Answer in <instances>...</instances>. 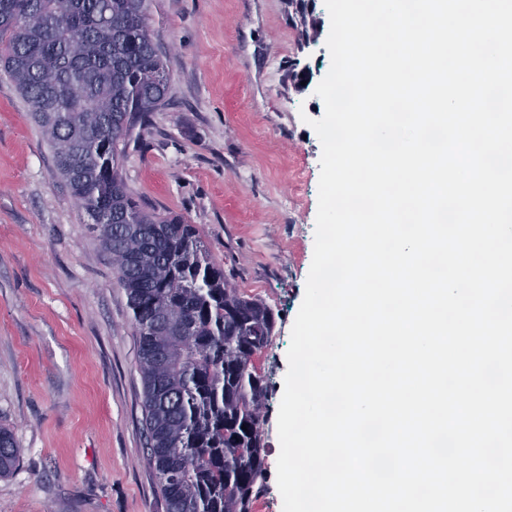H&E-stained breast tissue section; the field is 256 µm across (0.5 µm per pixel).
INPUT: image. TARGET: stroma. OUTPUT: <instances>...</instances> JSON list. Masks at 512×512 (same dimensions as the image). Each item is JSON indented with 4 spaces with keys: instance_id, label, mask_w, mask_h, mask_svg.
I'll return each mask as SVG.
<instances>
[{
    "instance_id": "1",
    "label": "stroma",
    "mask_w": 512,
    "mask_h": 512,
    "mask_svg": "<svg viewBox=\"0 0 512 512\" xmlns=\"http://www.w3.org/2000/svg\"><path fill=\"white\" fill-rule=\"evenodd\" d=\"M321 34L299 47L288 0H147L168 94L120 155L128 190L199 229L213 260L276 317L263 358L267 477L282 512L277 419L291 330L313 258L325 111L313 86L331 66ZM138 337L112 257L57 170L26 100L0 70V425L19 459L0 512H166L147 460Z\"/></svg>"
}]
</instances>
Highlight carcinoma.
<instances>
[{"instance_id":"obj_1","label":"carcinoma","mask_w":512,"mask_h":512,"mask_svg":"<svg viewBox=\"0 0 512 512\" xmlns=\"http://www.w3.org/2000/svg\"><path fill=\"white\" fill-rule=\"evenodd\" d=\"M299 43L320 35L305 0ZM0 63L97 226L138 335L149 460L166 512H252L264 483L273 310L232 287L199 230L149 211L119 172L118 144L167 94L146 0H0ZM19 451L0 427V477Z\"/></svg>"}]
</instances>
